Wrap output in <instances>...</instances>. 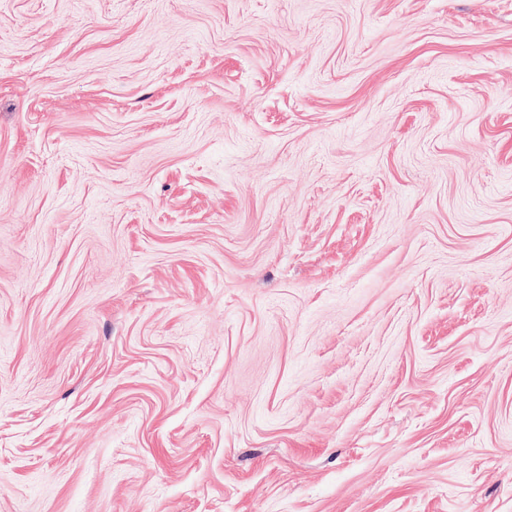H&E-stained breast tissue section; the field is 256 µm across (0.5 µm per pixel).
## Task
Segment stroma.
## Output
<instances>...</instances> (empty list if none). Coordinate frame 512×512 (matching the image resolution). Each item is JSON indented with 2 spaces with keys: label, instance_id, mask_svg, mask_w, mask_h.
I'll return each mask as SVG.
<instances>
[{
  "label": "stroma",
  "instance_id": "35a3bbf8",
  "mask_svg": "<svg viewBox=\"0 0 512 512\" xmlns=\"http://www.w3.org/2000/svg\"><path fill=\"white\" fill-rule=\"evenodd\" d=\"M0 512H512V0H0Z\"/></svg>",
  "mask_w": 512,
  "mask_h": 512
}]
</instances>
